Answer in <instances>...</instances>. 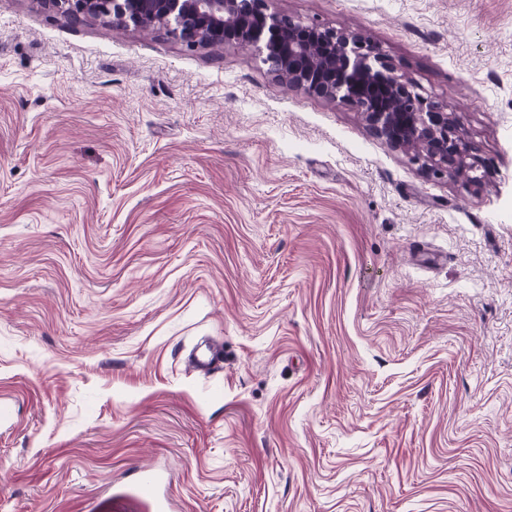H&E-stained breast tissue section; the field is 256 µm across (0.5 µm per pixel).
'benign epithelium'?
<instances>
[{"mask_svg":"<svg viewBox=\"0 0 512 512\" xmlns=\"http://www.w3.org/2000/svg\"><path fill=\"white\" fill-rule=\"evenodd\" d=\"M63 15L112 26L159 23L190 49L233 42L258 50L288 86L362 112L377 135L416 146L414 161L456 177L478 170L448 108L416 91L370 43L333 28L267 12L266 0H46Z\"/></svg>","mask_w":512,"mask_h":512,"instance_id":"obj_1","label":"benign epithelium"}]
</instances>
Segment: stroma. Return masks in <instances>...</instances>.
Segmentation results:
<instances>
[{"mask_svg": "<svg viewBox=\"0 0 512 512\" xmlns=\"http://www.w3.org/2000/svg\"><path fill=\"white\" fill-rule=\"evenodd\" d=\"M267 10L379 47L480 182L255 50L0 0V512H154L152 466L175 512H512V0ZM192 359L200 373L212 374L224 365V348L210 345L205 352L193 353ZM165 481L164 475L155 469L141 471L140 482L137 483V494L152 502L156 512H168L169 501L161 494V487Z\"/></svg>", "mask_w": 512, "mask_h": 512, "instance_id": "35a3bbf8", "label": "stroma"}]
</instances>
